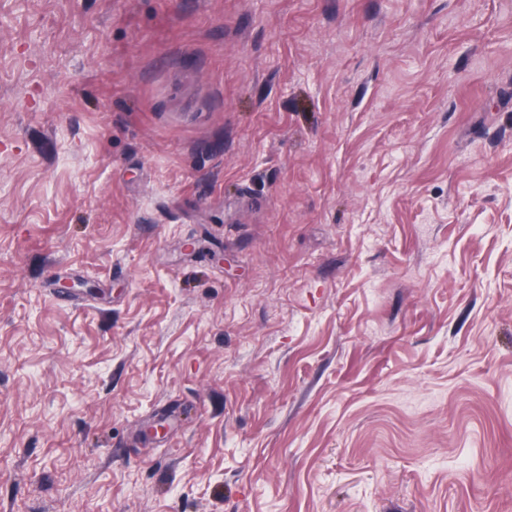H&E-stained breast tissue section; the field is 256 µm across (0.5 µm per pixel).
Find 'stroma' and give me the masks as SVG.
I'll return each mask as SVG.
<instances>
[{
	"mask_svg": "<svg viewBox=\"0 0 512 512\" xmlns=\"http://www.w3.org/2000/svg\"><path fill=\"white\" fill-rule=\"evenodd\" d=\"M0 512H512V0H0Z\"/></svg>",
	"mask_w": 512,
	"mask_h": 512,
	"instance_id": "obj_1",
	"label": "stroma"
}]
</instances>
